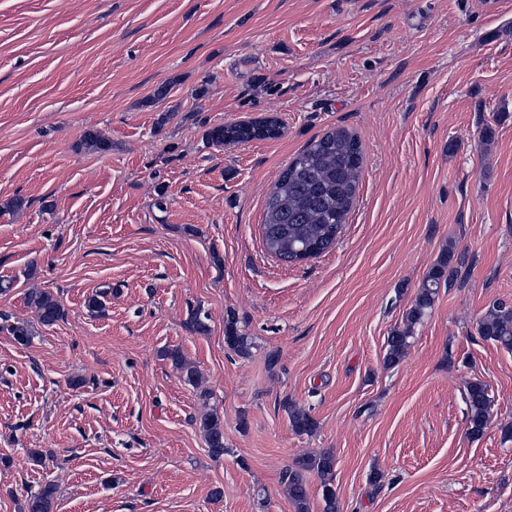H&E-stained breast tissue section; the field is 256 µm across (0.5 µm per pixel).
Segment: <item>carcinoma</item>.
Here are the masks:
<instances>
[{
    "label": "carcinoma",
    "instance_id": "carcinoma-1",
    "mask_svg": "<svg viewBox=\"0 0 512 512\" xmlns=\"http://www.w3.org/2000/svg\"><path fill=\"white\" fill-rule=\"evenodd\" d=\"M279 126L273 120L258 123H233L213 128L208 138L215 144L245 142L255 139L275 138ZM82 145L89 151L102 152L112 148L111 142L99 132H85ZM361 151L358 139L344 129L324 135L312 143L282 172L268 196L262 235L266 249L280 257L290 258L293 252L305 250L319 256L341 234L358 187ZM464 262L450 249L443 252L429 270L417 290L412 306L407 310L403 326L390 331L386 341L384 364L398 365L410 346L414 327L422 322L434 305L441 285H450L457 273L456 265ZM28 307L33 309L39 322L52 325L63 318V306L53 293L33 290L26 295ZM478 335L489 342L512 351V306L504 302L490 304L476 325ZM224 342L239 355L249 353L252 342L240 333L237 323L227 320L224 325ZM167 358L180 367L184 379L191 385L199 384L196 369L188 366L179 349L165 351ZM467 431L470 437L480 438L488 427L492 399L487 386L480 381L466 385ZM292 428L301 433H311L317 421L309 412L294 406L288 407ZM204 436L210 456L218 460L224 456V421L215 411L201 415L196 420ZM336 458L324 451L298 458L284 475L289 499L296 512H308L309 496L306 475L316 473L320 479L323 512H341L334 472ZM57 487L47 483L26 501V512H54Z\"/></svg>",
    "mask_w": 512,
    "mask_h": 512
}]
</instances>
